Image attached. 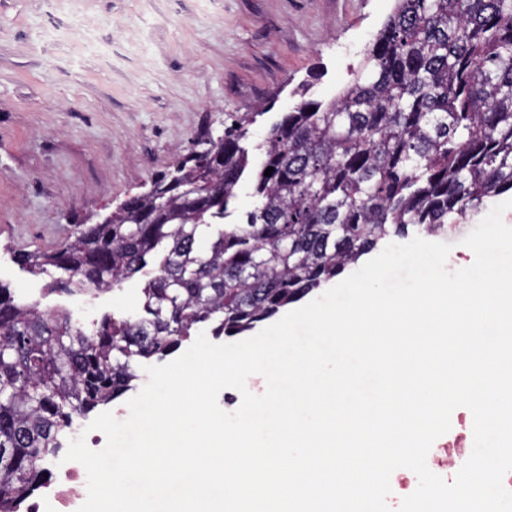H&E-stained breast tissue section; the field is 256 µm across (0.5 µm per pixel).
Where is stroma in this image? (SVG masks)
<instances>
[{
    "instance_id": "obj_1",
    "label": "stroma",
    "mask_w": 512,
    "mask_h": 512,
    "mask_svg": "<svg viewBox=\"0 0 512 512\" xmlns=\"http://www.w3.org/2000/svg\"><path fill=\"white\" fill-rule=\"evenodd\" d=\"M395 0H0V283L85 329L138 319L146 267L107 292L50 290L49 252L144 194L225 126L268 129L351 80ZM106 56L71 66L75 43Z\"/></svg>"
}]
</instances>
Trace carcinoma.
I'll list each match as a JSON object with an SVG mask.
<instances>
[{"mask_svg":"<svg viewBox=\"0 0 512 512\" xmlns=\"http://www.w3.org/2000/svg\"><path fill=\"white\" fill-rule=\"evenodd\" d=\"M251 122L184 161L181 182L159 179L156 198L19 255L33 273L60 271L66 291L111 289L152 258L146 317L88 332L0 283V512L46 483L73 415L134 388L140 360L174 353L200 324L250 331L380 242L446 233L512 191V0H396L349 84L271 126L246 222L213 231L249 166Z\"/></svg>","mask_w":512,"mask_h":512,"instance_id":"cac0c4a2","label":"carcinoma"}]
</instances>
